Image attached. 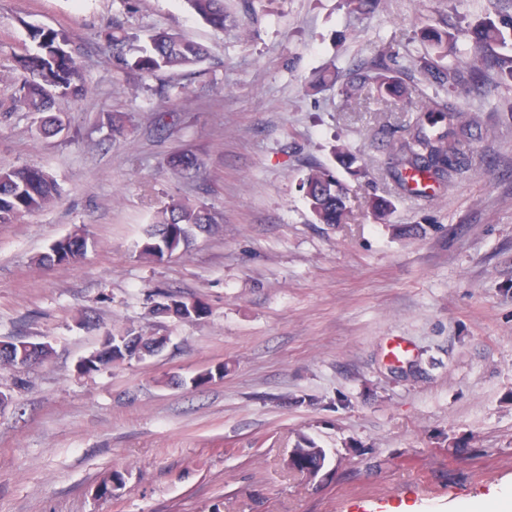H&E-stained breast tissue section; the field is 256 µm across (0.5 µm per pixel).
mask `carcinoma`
Instances as JSON below:
<instances>
[{
  "label": "carcinoma",
  "mask_w": 512,
  "mask_h": 512,
  "mask_svg": "<svg viewBox=\"0 0 512 512\" xmlns=\"http://www.w3.org/2000/svg\"><path fill=\"white\" fill-rule=\"evenodd\" d=\"M195 15L217 30H224L228 15L224 0H186ZM381 0H346L349 13L355 16L375 12ZM469 44L458 45L456 36L448 31L427 26L419 40L426 52L420 57V72L425 88L412 100L405 82V71L397 64L395 52L387 47L368 63L357 65L346 74L341 87L344 106L353 109L377 96L385 104L404 101L416 116L403 126L401 134L386 140L392 156L391 174L403 191L423 193L430 184L452 181L469 170L466 145L474 140L475 118L461 110L459 95L479 92L491 78L498 76L512 82V55L502 50L512 45V14L497 21L486 17L468 31ZM36 50L17 58L18 66L27 74L21 89L20 102L31 112H47L55 99L81 98L85 90L79 83V63L73 48V35L51 28L31 29ZM112 58L120 69H135L152 75L159 71H176L194 67L206 59L207 50L170 30H157L150 35L149 46L136 45L137 35L121 27L107 35ZM170 165L187 172L198 165L195 155L178 152ZM300 189L310 211L319 224H342L349 214L348 189L328 168L315 166L302 178ZM58 195L54 180L41 168L23 166L0 171V224H9L20 217L41 210ZM217 223L216 216L204 206L174 201L159 211L146 231L140 255L157 258L163 247L175 251L184 247L192 231H208ZM88 249V238L71 233L58 240L41 256L46 265L77 263ZM175 307H165L168 314L181 319H203L206 305L197 299L169 294ZM135 337L142 356L151 355L163 337L145 336L132 329L106 337L92 353L87 368L97 369L124 361L122 343ZM325 457L323 449L304 435L297 436L289 469Z\"/></svg>",
  "instance_id": "obj_1"
}]
</instances>
